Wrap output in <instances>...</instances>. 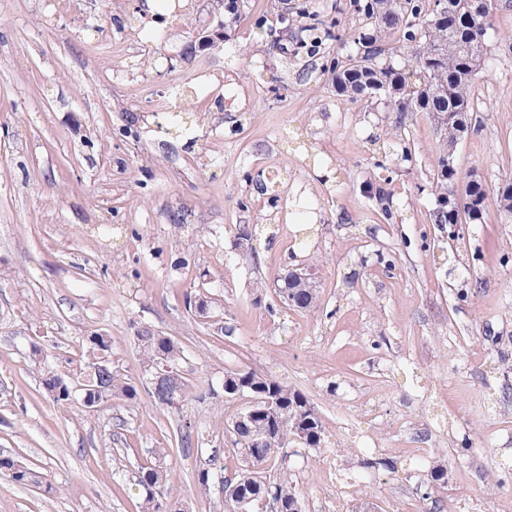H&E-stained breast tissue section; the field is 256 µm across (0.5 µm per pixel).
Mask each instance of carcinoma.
<instances>
[{
    "mask_svg": "<svg viewBox=\"0 0 512 512\" xmlns=\"http://www.w3.org/2000/svg\"><path fill=\"white\" fill-rule=\"evenodd\" d=\"M439 11L436 0H365L363 15L367 26L354 40L356 52L335 68L336 94L362 98L372 85L397 103L396 124L405 122L409 112H426L434 121L441 142L436 181L437 207L430 215L434 224L482 222L489 202L498 211L512 215V173L499 179L495 188L477 178L459 184L455 163L448 162V148L461 140L472 124L479 123L473 101L475 82L487 54L485 36L492 11L481 9L477 0H446ZM408 30L411 47L408 67L383 62L387 38L398 30ZM460 198L448 206V193ZM288 305L307 311L316 304V290L291 284L279 289ZM137 345L145 371L168 366L178 374L160 389L142 390L132 378L112 367L110 337L96 333L83 339L79 359L66 358L43 371V391L61 406L81 401L87 393L110 403L140 401L146 394L151 404L168 411L184 412L195 397L192 386L177 365L183 351L172 337L148 326L135 328ZM225 403L251 397L252 404L234 413L227 421L233 434L232 452L241 468L229 479L217 457L198 472V485L207 491L217 481L224 492V512H257L265 501L274 512H302L301 494L288 469L283 467L282 450L293 442L309 448L324 443L325 427L308 397L284 382L250 369H227L221 384ZM165 450L139 466L135 485L142 497L141 512H163L166 487L172 471L161 463ZM0 473L18 485H29L54 493L42 473L22 465L13 457L0 456Z\"/></svg>",
    "mask_w": 512,
    "mask_h": 512,
    "instance_id": "cac0c4a2",
    "label": "carcinoma"
}]
</instances>
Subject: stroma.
Instances as JSON below:
<instances>
[{
	"mask_svg": "<svg viewBox=\"0 0 512 512\" xmlns=\"http://www.w3.org/2000/svg\"><path fill=\"white\" fill-rule=\"evenodd\" d=\"M111 3L0 0V455L58 489L0 474V512H139L134 474L157 448L170 503L224 512L197 473L215 455L239 466L218 428L224 399L207 394L228 368L314 404L323 447L287 448L303 512L512 505V217L492 205L476 224L432 223V118L413 113L394 137L385 103L337 95L354 0H242L213 50L194 38L210 0H184L192 24L170 17L162 44L155 19L118 28ZM303 6L331 38L311 31L313 49L276 51ZM132 42L140 56L127 54ZM487 44L481 122L455 163L461 180L494 187L512 171V0H498ZM176 86L198 101L179 133L154 107ZM303 268L318 294L307 312L278 296ZM198 294L207 316L186 306ZM140 322L184 350L196 449L177 446L179 415L148 400L62 408L41 388L42 367L95 332L111 337L113 366L140 378ZM375 455L395 471L363 468ZM331 461L348 488L340 498L323 480ZM438 463L447 475L435 484Z\"/></svg>",
	"mask_w": 512,
	"mask_h": 512,
	"instance_id": "1",
	"label": "stroma"
}]
</instances>
